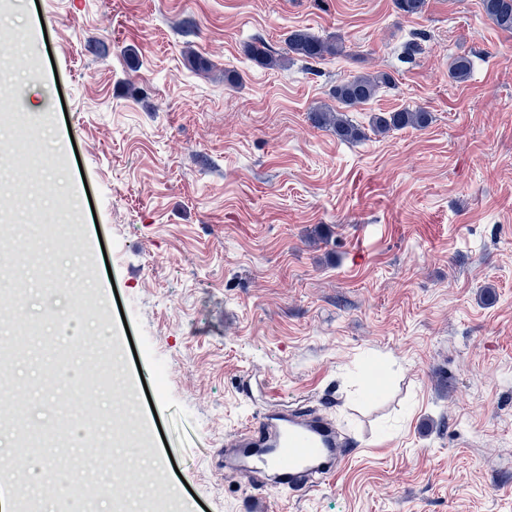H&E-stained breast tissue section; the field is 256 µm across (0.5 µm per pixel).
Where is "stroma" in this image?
<instances>
[{
    "instance_id": "obj_1",
    "label": "stroma",
    "mask_w": 512,
    "mask_h": 512,
    "mask_svg": "<svg viewBox=\"0 0 512 512\" xmlns=\"http://www.w3.org/2000/svg\"><path fill=\"white\" fill-rule=\"evenodd\" d=\"M297 29L344 51H245ZM377 71L394 85L348 111L364 139L311 125ZM404 107L432 123L370 132ZM3 224L61 277L0 260L26 282L0 340L41 338L0 387L50 440L38 512L53 458L98 482L89 431L127 489L88 512H512V33L480 0H0ZM100 370L96 418L60 409ZM306 399L352 441L334 477L290 496L225 472V435ZM286 48L275 52L264 42L257 41L247 46L246 52L264 67H280L293 58L305 61H322L343 52L341 42L323 39L306 30L291 31L285 39Z\"/></svg>"
}]
</instances>
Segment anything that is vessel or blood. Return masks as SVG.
I'll use <instances>...</instances> for the list:
<instances>
[{
	"label": "vessel or blood",
	"mask_w": 512,
	"mask_h": 512,
	"mask_svg": "<svg viewBox=\"0 0 512 512\" xmlns=\"http://www.w3.org/2000/svg\"><path fill=\"white\" fill-rule=\"evenodd\" d=\"M235 451L226 465L234 471L266 475L272 486L300 493L313 481H325L348 451L335 423L315 411H263L245 427L226 437Z\"/></svg>",
	"instance_id": "obj_1"
}]
</instances>
